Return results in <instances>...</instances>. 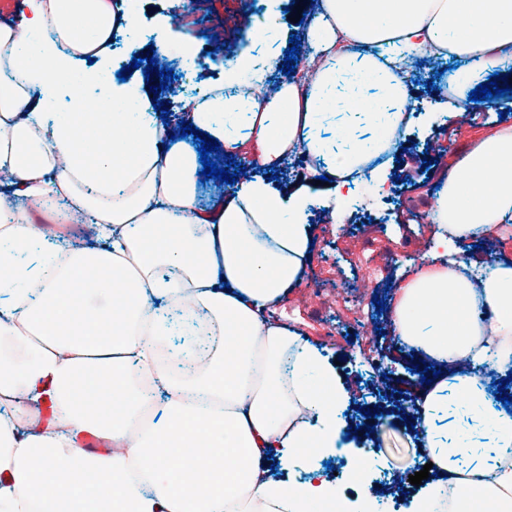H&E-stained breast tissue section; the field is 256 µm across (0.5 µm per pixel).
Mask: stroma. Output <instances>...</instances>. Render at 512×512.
I'll return each instance as SVG.
<instances>
[{
  "label": "stroma",
  "instance_id": "stroma-1",
  "mask_svg": "<svg viewBox=\"0 0 512 512\" xmlns=\"http://www.w3.org/2000/svg\"><path fill=\"white\" fill-rule=\"evenodd\" d=\"M282 11L281 0H203L204 19L184 17L173 28L160 34L153 27L131 36L129 42L118 44L121 57L136 54L138 45H153L159 38L178 39L189 35L201 42L202 52L194 61L159 57L158 68L173 70L177 81L167 96L173 112H180L184 97L198 94L215 83L221 74L220 62L224 52L208 37L210 28L226 30L231 41H238L250 14L263 12L265 7ZM464 65L463 59L431 58L415 74L419 83L407 105L412 123L398 146L402 159L387 170L385 192L376 191L371 182L356 181L352 186V203L343 205L336 223L314 227L313 247L308 266L322 265L326 276L314 281L304 279L301 287L289 296L278 309V321L298 332L303 338L328 347L337 370L354 385L353 403L347 419L355 431L349 437L357 448H376L378 466L373 471V492L384 491L397 479L421 470L422 450L427 441L447 446L456 424L466 423V416L456 409L457 394H450V407L440 410L427 429L411 427L405 411L391 399H379L373 388L382 372L391 373L399 386L419 380L415 361L417 349L397 348L396 358L383 353L387 342L380 331L387 326V317L377 314L378 302H391L392 287L401 281L407 269L405 262L390 264L387 274L366 280L364 256L376 254L378 261L387 262L390 254L406 258L419 257L421 246L431 234L426 223H399L398 210L411 213L427 212L439 192L438 185L452 170L457 158L473 142L490 134L501 125H512V112L499 115L488 102L470 103L462 116H443L434 124L418 121L433 97L428 84L440 81L449 85L455 69ZM350 280L354 287L348 291L336 289L341 280ZM380 404L383 412L373 436L364 437L356 428L362 423L361 408Z\"/></svg>",
  "mask_w": 512,
  "mask_h": 512
}]
</instances>
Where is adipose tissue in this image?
I'll use <instances>...</instances> for the list:
<instances>
[{
  "label": "adipose tissue",
  "mask_w": 512,
  "mask_h": 512,
  "mask_svg": "<svg viewBox=\"0 0 512 512\" xmlns=\"http://www.w3.org/2000/svg\"><path fill=\"white\" fill-rule=\"evenodd\" d=\"M29 15L0 24V512H299L288 494L304 448L335 456L353 389L325 348L275 321L302 281L313 243L311 209L335 212L353 172L385 176L405 120L410 56L474 59L426 113L456 116L460 99L512 55V0H320L303 37L312 76L266 79L278 55L243 48L224 63L223 87L242 95L184 99L188 122L256 171L211 208L196 205L199 162L170 144L145 68L119 81L112 50L140 24L131 0H25ZM33 48L34 63L15 57ZM89 78L95 90L68 94ZM309 163L294 183L271 179L281 158ZM328 182L317 185V177ZM68 200L96 226L69 253L50 243L30 208ZM426 268L402 282L389 332L429 365L469 366L461 401L500 447H512V414L495 408L476 370L512 366V260L471 281L457 260L477 232L512 238V126L462 155L429 211ZM60 314L78 329L51 327ZM197 336L202 350L172 351L194 363L173 374L157 347ZM112 382V402L87 393ZM52 419L41 423L40 408ZM158 414L145 421L144 411ZM190 431L218 463L192 491L178 474L197 465L168 443ZM88 434L111 452L78 443ZM468 435L427 446L431 476L405 512L434 504ZM489 494L512 501V456L470 471ZM366 469L303 482L339 512H375Z\"/></svg>",
  "instance_id": "adipose-tissue-1"
}]
</instances>
